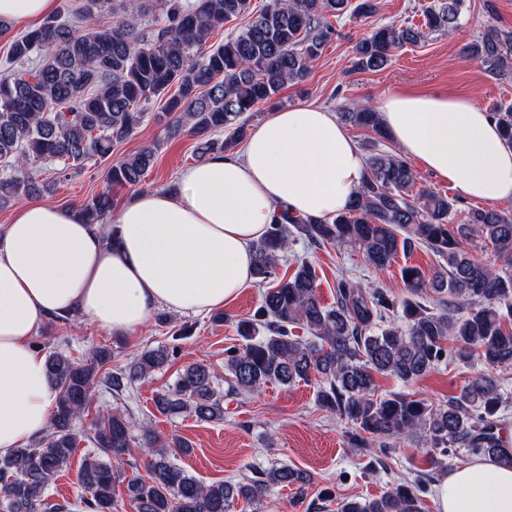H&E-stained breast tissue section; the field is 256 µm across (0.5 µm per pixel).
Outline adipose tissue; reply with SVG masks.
I'll list each match as a JSON object with an SVG mask.
<instances>
[{
    "mask_svg": "<svg viewBox=\"0 0 512 512\" xmlns=\"http://www.w3.org/2000/svg\"><path fill=\"white\" fill-rule=\"evenodd\" d=\"M377 110L402 152L459 194L512 203V148L471 99L396 93ZM366 176L335 114L299 104L272 111L241 150L185 168L177 190L132 195L107 223L47 203L19 206L0 225V458L50 421L56 390L34 344L44 321L75 314L122 337L160 308H223L252 284V247L279 206L335 215ZM434 502L436 512H512V424L500 431L499 455L440 477Z\"/></svg>",
    "mask_w": 512,
    "mask_h": 512,
    "instance_id": "ef3b65f1",
    "label": "adipose tissue"
}]
</instances>
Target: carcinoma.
<instances>
[{"instance_id":"obj_1","label":"carcinoma","mask_w":512,"mask_h":512,"mask_svg":"<svg viewBox=\"0 0 512 512\" xmlns=\"http://www.w3.org/2000/svg\"><path fill=\"white\" fill-rule=\"evenodd\" d=\"M112 9L113 23L78 33L67 20L45 19L14 40L17 68L0 76V206L48 188L35 168L59 164L76 170L89 159H106L114 146L133 137L144 105L165 101L167 131L197 137L198 159L233 150L245 137L241 121L286 85L305 78L313 61L333 39L328 15L373 16L377 0H165V21L150 34L140 31L143 13L126 0ZM463 0H436L421 25L387 24L355 45V67L380 71L393 52L426 33L453 34ZM242 17V31L218 45L215 30ZM470 56L501 79L512 69V29L491 27L468 46ZM504 141L512 146V105L490 113ZM345 121L385 133L378 113L358 104L342 113ZM226 131L224 139L214 137ZM157 145H145L112 164L109 188L74 207L87 224H103L112 211L110 187H138L154 164ZM367 177L348 208L330 219H316L283 207L267 235L254 246V276L269 288L252 318L239 324L240 349L227 351L224 370L242 394L267 383L292 386L316 381V399L325 410L360 432L399 443L411 439L442 456L462 448L471 455H495L500 447L497 384L481 374L448 404L434 407L404 395L378 398L379 375L411 382L429 372L455 346L462 361L487 369L512 365V211L462 209L457 201L417 187L418 175L399 155L372 152ZM299 239L346 246L378 271L399 253L424 245L440 259L428 275L416 266L400 268L407 298L340 280L336 304L320 298L315 269L299 263L279 277L282 257ZM481 240L496 261L476 259L463 244ZM308 331L302 340L294 329ZM176 351L147 350L127 366L108 373L106 386L118 395L138 379L163 368ZM107 348L93 350L84 364L63 352L46 356L58 400L50 433L0 461L4 512H112V461L127 454L132 419L120 412L92 421L96 451L78 471L88 496L72 503L48 499L50 481L71 464L82 430L77 421L98 390V370L110 362ZM167 416L182 413L201 420L224 417L222 397L209 369L189 365L174 388L155 398ZM141 447L149 456V478H132L128 497L135 512H230L240 499L259 504L278 485H305L303 472L286 465L253 468L238 481L204 484L167 457L169 445L149 426L141 427ZM420 489L398 484L371 499H344L338 512H423Z\"/></svg>"}]
</instances>
